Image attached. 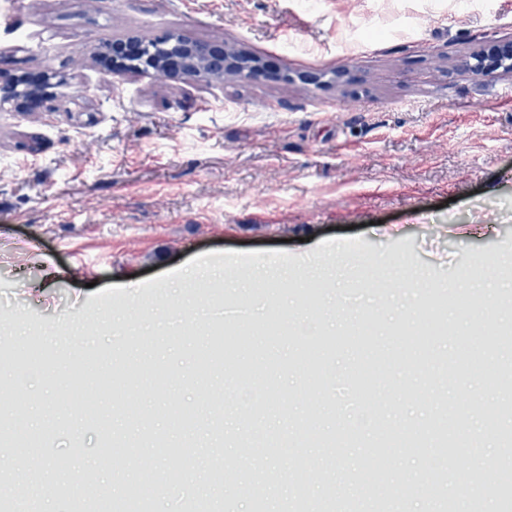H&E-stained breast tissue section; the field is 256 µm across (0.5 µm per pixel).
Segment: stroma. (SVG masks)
Segmentation results:
<instances>
[{
    "mask_svg": "<svg viewBox=\"0 0 512 512\" xmlns=\"http://www.w3.org/2000/svg\"><path fill=\"white\" fill-rule=\"evenodd\" d=\"M183 30L199 40L245 48L294 82L226 80L223 90L189 87L163 77L114 85L92 58L104 39L151 38ZM512 42V0H97L62 7L59 0H0V81L48 73L57 111L0 107V340H23L18 361L0 359V417L23 430L25 390L45 391L62 408L17 457L0 461L15 473L42 459L53 479L60 462L101 472L102 489L122 490L141 476L142 457L102 469L105 440L124 444L152 436L192 444L186 469L202 470L215 512H253L248 488L267 486V512H290L296 494L290 464L307 465L310 506L332 502L348 512L349 493L373 450L372 434L325 453L286 461L270 447L254 462L239 459L254 429L292 433L314 416L320 431L349 428L359 396L349 383L365 341L387 360L393 391L378 396L384 425L415 430L439 403L464 400L477 415L497 411L500 393L469 374L452 386L431 385L429 349L406 347L393 331L413 325L425 303L447 302L433 339L442 356L467 349L471 336L512 321V73L475 75L462 65ZM349 63L354 79L337 82ZM306 256L321 278L358 279L359 260L374 259L368 283L343 289L341 303L358 326L334 321L325 293L305 302L303 281L253 282L245 308L239 291L181 280L190 262L250 257L277 262ZM406 259L429 286L403 299L387 289L376 302L383 263ZM492 267L490 288L476 293L486 310L452 305L449 278ZM180 278L185 295L165 302L161 286ZM276 315L314 334L338 336L320 352L323 395L295 360L301 337H268ZM100 322L84 352L93 361L162 366L171 375L160 396L146 382L102 392L99 420H87L56 366L69 350L44 348L48 330ZM249 333L244 360L274 367L249 380L216 370L196 375L215 324ZM23 380L24 390L12 387ZM224 390L222 423L204 403L214 382ZM288 390L289 412L260 401L241 413L242 384ZM135 402L147 428L124 413ZM196 411L182 424L172 407ZM81 456H74V448ZM431 449H396L385 489L390 512L430 503L405 492L424 481Z\"/></svg>",
    "mask_w": 512,
    "mask_h": 512,
    "instance_id": "35a3bbf8",
    "label": "stroma"
}]
</instances>
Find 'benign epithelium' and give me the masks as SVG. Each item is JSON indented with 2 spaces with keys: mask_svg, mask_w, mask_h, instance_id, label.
I'll use <instances>...</instances> for the list:
<instances>
[{
  "mask_svg": "<svg viewBox=\"0 0 512 512\" xmlns=\"http://www.w3.org/2000/svg\"><path fill=\"white\" fill-rule=\"evenodd\" d=\"M182 38V46L160 56L154 66L142 68L130 61L138 53L137 41L128 36L124 39H107L93 50L96 58L104 54L112 56V66L108 68L113 81L138 79L146 76H161L183 83L203 82L212 89H221L224 80L235 77L245 81L264 78L288 83V76L267 71L246 52L220 42H200L185 37L180 31H170L161 39ZM466 66L475 74L487 76L497 69L512 71V43L502 46L493 64L484 63L483 56L473 55L466 60ZM0 99L16 103V111L41 110L55 112V95L50 92L49 77L42 76L22 83L13 82L0 85Z\"/></svg>",
  "mask_w": 512,
  "mask_h": 512,
  "instance_id": "1",
  "label": "benign epithelium"
}]
</instances>
